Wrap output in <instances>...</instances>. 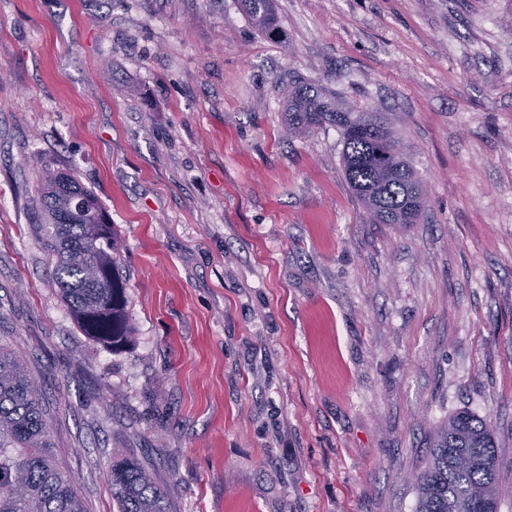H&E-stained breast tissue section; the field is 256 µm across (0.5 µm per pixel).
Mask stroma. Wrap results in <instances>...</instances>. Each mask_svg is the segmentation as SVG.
Masks as SVG:
<instances>
[{"instance_id": "stroma-1", "label": "stroma", "mask_w": 512, "mask_h": 512, "mask_svg": "<svg viewBox=\"0 0 512 512\" xmlns=\"http://www.w3.org/2000/svg\"><path fill=\"white\" fill-rule=\"evenodd\" d=\"M0 0V342L43 375L87 512L116 449L168 512H414L449 416L512 512V0ZM304 79L392 112L422 223L369 224ZM114 224L131 342L92 344L37 243V163ZM252 25L271 40L281 39L275 0H237Z\"/></svg>"}]
</instances>
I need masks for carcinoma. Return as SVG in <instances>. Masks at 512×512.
<instances>
[{"mask_svg":"<svg viewBox=\"0 0 512 512\" xmlns=\"http://www.w3.org/2000/svg\"><path fill=\"white\" fill-rule=\"evenodd\" d=\"M237 2L262 35L281 39L275 0ZM287 112L290 136L327 126L339 131L344 174L369 223H419L423 184L386 113L345 108L300 79L288 83ZM32 203L39 244L54 260V278L72 319L92 342L124 346L133 328L109 213L75 174L48 161L40 162ZM48 420L41 378L0 344V512H86L60 467L61 449ZM108 481L117 512H167L171 488L159 485L141 462L116 457ZM415 489V512H499L490 423L467 412L450 417Z\"/></svg>","mask_w":512,"mask_h":512,"instance_id":"cac0c4a2","label":"carcinoma"}]
</instances>
